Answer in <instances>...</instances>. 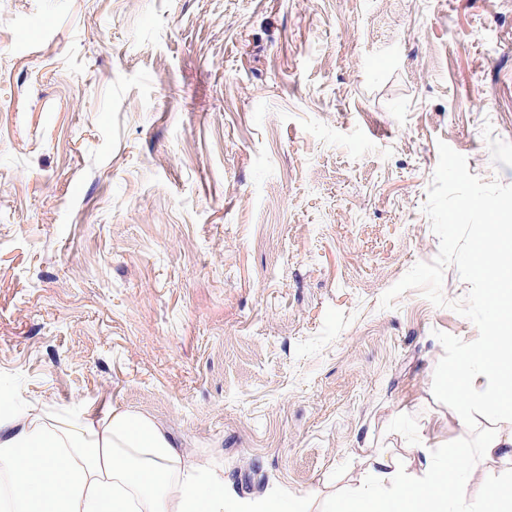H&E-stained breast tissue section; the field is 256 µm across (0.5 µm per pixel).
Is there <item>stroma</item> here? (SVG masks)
Segmentation results:
<instances>
[{
	"instance_id": "obj_1",
	"label": "stroma",
	"mask_w": 512,
	"mask_h": 512,
	"mask_svg": "<svg viewBox=\"0 0 512 512\" xmlns=\"http://www.w3.org/2000/svg\"><path fill=\"white\" fill-rule=\"evenodd\" d=\"M512 185V0H0V393L119 407L227 498L359 489L468 437L439 143Z\"/></svg>"
}]
</instances>
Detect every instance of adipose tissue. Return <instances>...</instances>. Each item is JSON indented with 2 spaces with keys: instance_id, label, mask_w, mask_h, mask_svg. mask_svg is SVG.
Masks as SVG:
<instances>
[{
  "instance_id": "adipose-tissue-1",
  "label": "adipose tissue",
  "mask_w": 512,
  "mask_h": 512,
  "mask_svg": "<svg viewBox=\"0 0 512 512\" xmlns=\"http://www.w3.org/2000/svg\"><path fill=\"white\" fill-rule=\"evenodd\" d=\"M495 286L512 283V226L491 224L479 244ZM487 345L461 359L454 377L467 402L512 403V303H501ZM512 465V424L494 429L477 458L445 447L424 454L407 480L386 451L361 490L323 512H470L460 485L473 461ZM0 512H293L287 497L226 500L219 471L174 448L148 415L115 408L46 424L32 412L0 416Z\"/></svg>"
}]
</instances>
